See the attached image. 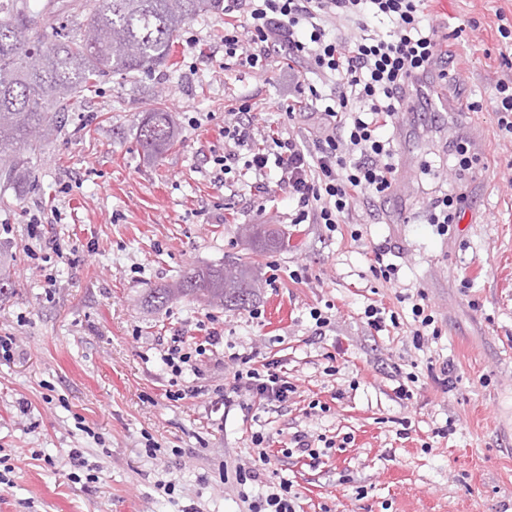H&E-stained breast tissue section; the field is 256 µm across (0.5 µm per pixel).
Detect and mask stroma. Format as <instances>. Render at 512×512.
Segmentation results:
<instances>
[{
	"instance_id": "stroma-1",
	"label": "stroma",
	"mask_w": 512,
	"mask_h": 512,
	"mask_svg": "<svg viewBox=\"0 0 512 512\" xmlns=\"http://www.w3.org/2000/svg\"><path fill=\"white\" fill-rule=\"evenodd\" d=\"M46 1L29 0L33 36L76 33L74 0H50L49 11ZM502 14L512 22V0H448L431 10L439 34L462 31L460 83H431L430 104L401 113L391 194L356 207L332 232L291 223L286 191L263 199L250 177L215 176L224 115L242 99L261 131L304 136L317 122L284 114L296 80L280 56L261 69L225 56L223 11L187 21L167 65L106 76L62 112L58 134L28 151L15 189L0 190V259L14 285L0 298V336L16 342L11 358H0V457L13 469L0 512H247L241 491L282 482L298 512H512V141L497 136L494 113L468 108L506 73ZM159 108L175 113L179 134L151 156L139 125ZM460 139L488 170L461 180L423 174L424 162H452ZM451 187L467 212L443 235L426 210ZM52 210L64 258L49 288L27 224ZM247 224L271 225L289 247L253 252ZM382 245L398 270L391 281L370 270ZM240 263L257 277L247 308L189 297L144 304L188 267ZM418 293L439 333L417 343L409 298ZM370 304L392 311L395 324L371 329ZM316 308L332 311L321 336ZM213 331L223 338L216 360L172 379L162 340L194 343ZM230 349L276 361L294 393L217 405L233 376L221 362ZM446 362L455 369L450 390L430 375ZM402 384L410 397L399 395ZM173 385L181 399L167 397ZM255 431L266 435L272 463L243 487L224 469L251 468ZM298 431L326 440L324 454L291 453ZM73 471L79 482L68 480Z\"/></svg>"
}]
</instances>
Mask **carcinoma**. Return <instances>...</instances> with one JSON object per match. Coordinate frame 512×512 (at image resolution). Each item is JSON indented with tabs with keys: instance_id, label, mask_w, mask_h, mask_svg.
Instances as JSON below:
<instances>
[{
	"instance_id": "obj_1",
	"label": "carcinoma",
	"mask_w": 512,
	"mask_h": 512,
	"mask_svg": "<svg viewBox=\"0 0 512 512\" xmlns=\"http://www.w3.org/2000/svg\"><path fill=\"white\" fill-rule=\"evenodd\" d=\"M223 0H83L82 32L59 33L47 46L32 40L35 24L28 0H0V186L8 188L25 163L22 151L32 139L55 131L51 111L65 112L105 75H130L168 63L174 39L193 17L221 8ZM29 48L40 59L32 69L24 57ZM178 133L173 113H147L140 144L156 156ZM256 251L286 247L280 233L264 225L248 229ZM241 279L225 281L224 269L194 267L171 287L154 288L148 306L160 309L177 297L207 304L243 308L255 296L251 268L237 266Z\"/></svg>"
}]
</instances>
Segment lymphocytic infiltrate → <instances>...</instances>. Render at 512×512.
Masks as SVG:
<instances>
[{
	"mask_svg": "<svg viewBox=\"0 0 512 512\" xmlns=\"http://www.w3.org/2000/svg\"><path fill=\"white\" fill-rule=\"evenodd\" d=\"M427 0H224V53L236 56L240 31L253 47L245 61L265 65L279 54L290 72L315 75L319 83L286 107L288 120L308 113L320 101V84L330 87L331 103L321 112L317 135L274 134L255 142L256 116L249 103L234 110L224 125L226 147L215 163L224 174L248 172L259 193L288 192L295 224H322L335 230L358 202L387 197L395 181L393 142L386 130L405 109L407 91L437 74L456 81L447 69L456 53L447 38L425 25ZM387 21L386 34L368 33V17ZM338 18L357 23L354 39L328 38L325 21ZM247 155H240V147ZM217 334L187 344L171 337L162 361L172 376L208 356ZM233 383L221 399L245 394L263 401L287 400L293 387L280 376L275 362L256 363L254 356L232 353Z\"/></svg>",
	"mask_w": 512,
	"mask_h": 512,
	"instance_id": "obj_1",
	"label": "lymphocytic infiltrate"
}]
</instances>
